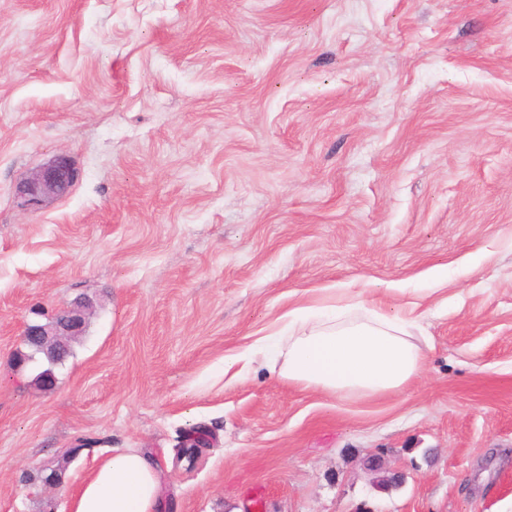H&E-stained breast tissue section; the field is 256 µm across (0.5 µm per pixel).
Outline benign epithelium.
<instances>
[{
  "instance_id": "1",
  "label": "benign epithelium",
  "mask_w": 512,
  "mask_h": 512,
  "mask_svg": "<svg viewBox=\"0 0 512 512\" xmlns=\"http://www.w3.org/2000/svg\"><path fill=\"white\" fill-rule=\"evenodd\" d=\"M76 180L77 172L68 156L60 154L16 186L15 203L22 211H35L45 199L66 193ZM92 308V303L83 298L57 310L45 323L24 324L22 345L33 344L46 354H58L85 333Z\"/></svg>"
}]
</instances>
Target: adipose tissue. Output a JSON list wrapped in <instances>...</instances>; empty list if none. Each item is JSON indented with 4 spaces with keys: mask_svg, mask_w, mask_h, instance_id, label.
<instances>
[{
    "mask_svg": "<svg viewBox=\"0 0 512 512\" xmlns=\"http://www.w3.org/2000/svg\"><path fill=\"white\" fill-rule=\"evenodd\" d=\"M287 337L225 357V367L262 360L288 384L334 398L400 393L420 379L426 356L409 332L411 313L333 298L287 314ZM160 468L137 448H119L72 497V512H155Z\"/></svg>",
    "mask_w": 512,
    "mask_h": 512,
    "instance_id": "1",
    "label": "adipose tissue"
}]
</instances>
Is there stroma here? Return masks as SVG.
<instances>
[{
	"instance_id": "obj_1",
	"label": "stroma",
	"mask_w": 512,
	"mask_h": 512,
	"mask_svg": "<svg viewBox=\"0 0 512 512\" xmlns=\"http://www.w3.org/2000/svg\"><path fill=\"white\" fill-rule=\"evenodd\" d=\"M335 296L416 309L423 378L223 374ZM79 297L43 391L21 327ZM116 448L157 512H512V0H0V512H72ZM76 180L77 172L68 156L60 154L16 186L15 203L22 211H35L45 199L66 193Z\"/></svg>"
}]
</instances>
